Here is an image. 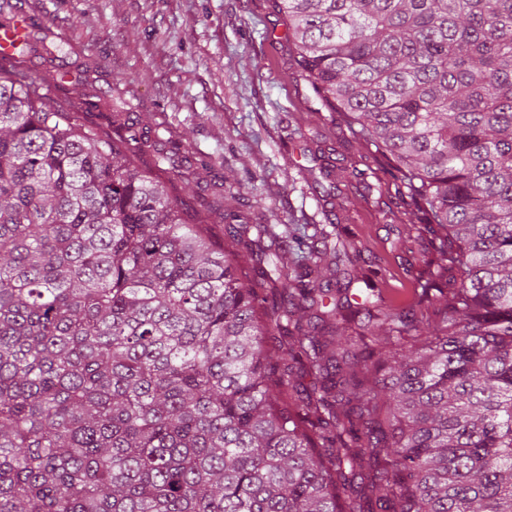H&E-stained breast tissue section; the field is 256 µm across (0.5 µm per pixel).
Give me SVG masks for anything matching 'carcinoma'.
Here are the masks:
<instances>
[{
	"label": "carcinoma",
	"mask_w": 512,
	"mask_h": 512,
	"mask_svg": "<svg viewBox=\"0 0 512 512\" xmlns=\"http://www.w3.org/2000/svg\"><path fill=\"white\" fill-rule=\"evenodd\" d=\"M429 235L411 311L340 224L225 227L0 76V512H512V0H273ZM249 272L242 273L243 265ZM311 384L305 385L304 378Z\"/></svg>",
	"instance_id": "1"
}]
</instances>
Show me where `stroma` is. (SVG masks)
Returning a JSON list of instances; mask_svg holds the SVG:
<instances>
[{
	"mask_svg": "<svg viewBox=\"0 0 512 512\" xmlns=\"http://www.w3.org/2000/svg\"><path fill=\"white\" fill-rule=\"evenodd\" d=\"M44 36L30 68L51 104L109 126L126 106L168 127L186 161L169 188L188 209L214 201L253 224L351 232L348 272H376L385 300L416 301L409 272L425 242L385 160L291 73L288 28L272 0H0ZM86 95L75 104L72 84ZM240 184L236 197L224 186Z\"/></svg>",
	"mask_w": 512,
	"mask_h": 512,
	"instance_id": "obj_1",
	"label": "stroma"
}]
</instances>
